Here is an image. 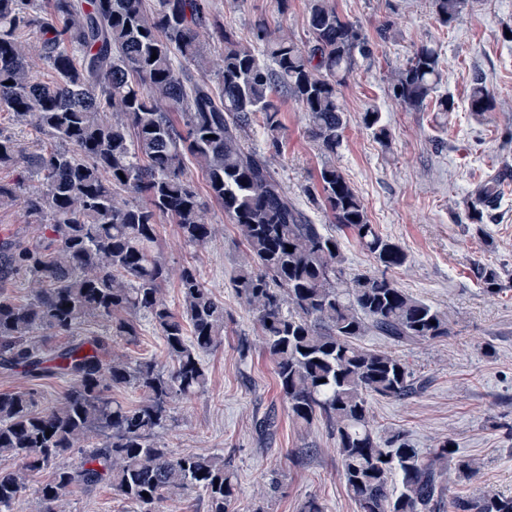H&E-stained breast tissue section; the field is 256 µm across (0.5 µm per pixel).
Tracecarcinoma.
Here are the masks:
<instances>
[{
	"label": "carcinoma",
	"mask_w": 512,
	"mask_h": 512,
	"mask_svg": "<svg viewBox=\"0 0 512 512\" xmlns=\"http://www.w3.org/2000/svg\"><path fill=\"white\" fill-rule=\"evenodd\" d=\"M432 5L449 27L470 0ZM307 23L304 44L281 26L258 24L255 41L245 45L234 31L211 27L207 0H155L151 7L146 0H0V112L58 143L27 153L0 134V172L20 167L42 183L22 196L18 182L0 177V206L20 203L27 223L45 229L26 244H0V364L71 381L47 410L37 409L30 390L0 393V454L21 462L0 470V512L23 493L29 472L46 468L53 476L38 489L41 512H58L69 488L104 479L137 512H159L160 503L190 491L206 497L209 512H230L237 499V474L224 453L178 454L158 440L172 426L173 406L206 387L204 356L224 344V303L196 265L173 273L158 246L165 220L186 245L212 238L206 203L186 173L188 157L244 243L232 288L255 316L288 415L303 431L317 421L331 430L357 512H512V495L452 490L481 475L478 459L460 454L452 439L424 452L405 434L383 436L372 424V398L402 401L422 393L427 380L392 349L368 348L361 339L407 347L450 336L451 324L448 312L389 275L406 265L407 253L370 224L363 199L336 165L347 125L341 88L357 57L373 53L371 44L332 0H308ZM208 31L222 45L215 59L202 41ZM36 57L53 81L35 75ZM440 80V50L425 43L392 73V96L411 110L432 104L452 112L454 102L438 94ZM282 96L304 112L320 158L323 210L377 270L347 273L336 235L298 207L267 155L249 146L258 126L278 150ZM468 109L477 118L493 109L479 81ZM362 123L389 142L379 112H364ZM501 188L497 180L483 183L469 217L481 220ZM476 271L486 291H498L497 268L479 264ZM19 277L34 285L24 302L9 291ZM174 277L178 310L164 293ZM89 318L107 323L114 344L136 343L148 324L168 363L115 351L105 362L99 350L106 343L95 337L51 347L34 340L42 331L67 335ZM126 386L141 392L139 402L108 395ZM92 436L101 442L87 457L58 464Z\"/></svg>",
	"instance_id": "1"
}]
</instances>
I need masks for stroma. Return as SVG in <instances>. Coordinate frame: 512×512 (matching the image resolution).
<instances>
[{"mask_svg": "<svg viewBox=\"0 0 512 512\" xmlns=\"http://www.w3.org/2000/svg\"><path fill=\"white\" fill-rule=\"evenodd\" d=\"M337 11L374 39L371 58L360 60L342 87L348 127L336 164L363 198L379 233L398 243L407 264L394 272L400 288L448 312L452 334L436 342L403 348L402 356L428 382L427 390L398 402H371L374 425L403 431L418 448L435 447L449 437L460 451L482 464L479 483H460L458 493L479 486L512 493V186L506 187L482 223L468 218L472 193L488 176L512 174V143L501 130L512 125V0H473L471 10L453 25L439 23L431 0H334ZM215 25L251 42L257 22L283 26L297 41L309 38L307 0H289L279 13L277 0H209ZM392 24L396 40L381 42L377 31ZM438 45L442 58L440 94L455 110L415 111L398 105L390 76L414 49ZM490 92L494 108L477 118L467 110L474 79ZM283 127L272 168L289 195L318 224L328 223L310 190L317 185L319 158L305 134L304 114L292 98L279 101ZM381 112L390 143L377 140L360 117ZM214 235L206 245L180 242L175 225L162 223L159 242L168 264L194 262L227 312L224 343L204 358L209 383L204 392L177 404L174 422L159 439L179 453L220 452L238 478L234 512H298L306 498L325 503L327 512H356L336 455V440L321 423L297 430L288 416L273 366L261 349L251 311L239 304L231 276L244 246L218 205L209 210ZM492 264L501 273L497 294L486 293L472 272ZM248 361H240L241 346ZM69 383L33 380L18 370L0 368V392L31 390L38 409L56 405ZM275 421L271 435L259 436L257 418ZM312 446V457L296 461L297 449ZM278 472L279 487L267 492L266 479ZM63 512H132L109 481L67 493Z\"/></svg>", "mask_w": 512, "mask_h": 512, "instance_id": "1", "label": "stroma"}]
</instances>
